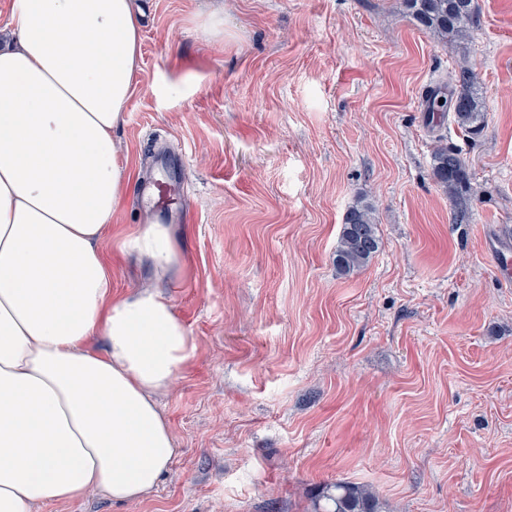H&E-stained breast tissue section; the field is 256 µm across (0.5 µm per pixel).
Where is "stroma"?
I'll return each instance as SVG.
<instances>
[{
    "instance_id": "obj_1",
    "label": "stroma",
    "mask_w": 512,
    "mask_h": 512,
    "mask_svg": "<svg viewBox=\"0 0 512 512\" xmlns=\"http://www.w3.org/2000/svg\"><path fill=\"white\" fill-rule=\"evenodd\" d=\"M140 69L115 131L131 176L102 244L112 292L158 281L196 351L158 398L178 454L150 497L98 492L39 512H313L336 481L383 512H512V283L487 239L512 228V0H475L469 38L401 0H136ZM477 75L482 133L427 90ZM470 174L457 220L432 175ZM165 177L183 218L146 203ZM374 209L380 248L333 262L344 216ZM169 224L163 280L121 253ZM432 158L434 178L454 198L457 218L464 220L468 213L466 189L469 184V173L460 154L448 146H439L434 151Z\"/></svg>"
}]
</instances>
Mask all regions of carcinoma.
Segmentation results:
<instances>
[{"instance_id": "carcinoma-1", "label": "carcinoma", "mask_w": 512, "mask_h": 512, "mask_svg": "<svg viewBox=\"0 0 512 512\" xmlns=\"http://www.w3.org/2000/svg\"><path fill=\"white\" fill-rule=\"evenodd\" d=\"M402 4L420 27L448 38L452 44L470 35L474 23V0H402ZM475 85L473 70L466 64L460 65L451 74L448 84L426 93L428 111L448 112L468 137L480 135L485 112ZM445 88L448 89L446 93L443 92ZM432 172L437 183L454 198L457 217L465 219L469 173L458 151L446 146L438 147L433 153ZM379 246L373 208L358 201L344 217L336 247L337 272L346 275L365 266L378 252ZM314 507L315 512H381V504L371 491L348 482L325 486Z\"/></svg>"}]
</instances>
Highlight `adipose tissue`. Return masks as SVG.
Returning <instances> with one entry per match:
<instances>
[{
  "instance_id": "adipose-tissue-1",
  "label": "adipose tissue",
  "mask_w": 512,
  "mask_h": 512,
  "mask_svg": "<svg viewBox=\"0 0 512 512\" xmlns=\"http://www.w3.org/2000/svg\"><path fill=\"white\" fill-rule=\"evenodd\" d=\"M0 46V512L147 498L177 450L155 394L195 346L152 286L116 297L102 252L129 179L112 132L141 58L134 0H14ZM124 252L167 272V225ZM104 339L105 353L94 351Z\"/></svg>"
}]
</instances>
